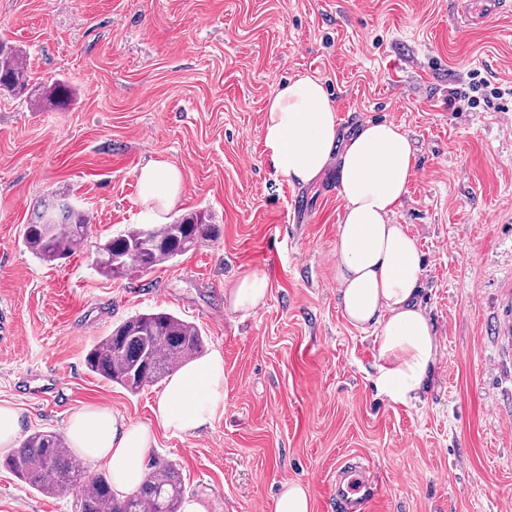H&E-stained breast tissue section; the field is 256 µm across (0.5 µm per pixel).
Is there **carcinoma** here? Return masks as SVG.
<instances>
[{"label": "carcinoma", "instance_id": "obj_1", "mask_svg": "<svg viewBox=\"0 0 512 512\" xmlns=\"http://www.w3.org/2000/svg\"><path fill=\"white\" fill-rule=\"evenodd\" d=\"M0 90L25 94L31 105H42L23 53L3 41ZM216 231V225L202 212L169 224L134 225L98 244L93 263L109 278L143 272L214 240ZM90 235L88 212L71 208L68 195L56 192L34 212L22 244L34 257L52 264L84 251ZM203 350L204 337L195 325L159 310L127 317L89 350L85 362L93 374L135 393L169 376ZM4 466L46 496L75 493L78 512H179L185 492L178 469L155 462L140 487L120 498L113 493L108 476L88 475L83 461L65 449L62 436L50 431L28 436L4 459Z\"/></svg>", "mask_w": 512, "mask_h": 512}]
</instances>
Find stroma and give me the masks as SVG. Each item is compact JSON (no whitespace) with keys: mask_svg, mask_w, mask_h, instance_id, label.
I'll return each mask as SVG.
<instances>
[{"mask_svg":"<svg viewBox=\"0 0 512 512\" xmlns=\"http://www.w3.org/2000/svg\"><path fill=\"white\" fill-rule=\"evenodd\" d=\"M0 37L65 105L0 93V400L35 431L106 406L152 420L161 384L130 393L86 353L138 312L197 326L224 357V414L195 435L158 433L150 459L177 465L189 497L219 512H271L298 481L312 512H337L338 466H369L368 512H512V13L461 22L457 0H0ZM324 85L341 131L403 126L415 169L393 221L423 254V298L439 354L420 403L378 395L373 331L336 299V174L287 181L263 140L285 80ZM184 174L167 221L207 212L219 235L124 278L92 248L145 223L137 172ZM67 193L92 221L88 250L56 265L22 244L38 202ZM261 270L270 290L249 316L226 288ZM51 375L67 398L38 397ZM0 466V512H76Z\"/></svg>","mask_w":512,"mask_h":512,"instance_id":"obj_1","label":"stroma"}]
</instances>
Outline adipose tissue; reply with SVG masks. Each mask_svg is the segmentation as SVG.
Returning a JSON list of instances; mask_svg holds the SVG:
<instances>
[{
  "mask_svg": "<svg viewBox=\"0 0 512 512\" xmlns=\"http://www.w3.org/2000/svg\"><path fill=\"white\" fill-rule=\"evenodd\" d=\"M264 144L288 180L308 184L335 168L344 202L337 226L336 283L346 320L373 329L378 353L375 386L392 402H419L437 362L438 343L419 298L423 268L415 239L392 217L414 171L410 138L401 125L369 120L340 135L336 113L318 78L300 75L268 99ZM140 199L154 223L181 200L182 171L165 161L143 165ZM268 277L237 279L225 296L234 311L249 315L262 305ZM224 357L220 351L181 366L166 382L148 424L127 422L111 409L87 405L67 420L71 448L103 466L117 496L135 490L147 473L146 456L156 431L193 434L224 413Z\"/></svg>",
  "mask_w": 512,
  "mask_h": 512,
  "instance_id": "adipose-tissue-1",
  "label": "adipose tissue"
}]
</instances>
